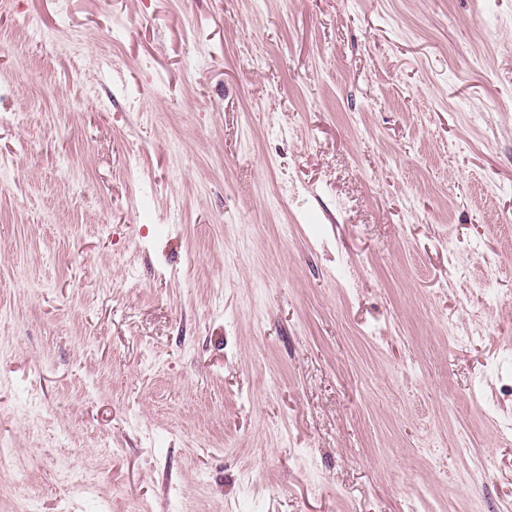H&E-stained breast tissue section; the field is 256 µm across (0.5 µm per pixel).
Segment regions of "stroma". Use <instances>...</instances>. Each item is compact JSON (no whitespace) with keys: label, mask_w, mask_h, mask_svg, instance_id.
<instances>
[{"label":"stroma","mask_w":512,"mask_h":512,"mask_svg":"<svg viewBox=\"0 0 512 512\" xmlns=\"http://www.w3.org/2000/svg\"><path fill=\"white\" fill-rule=\"evenodd\" d=\"M0 512H512V0H0Z\"/></svg>","instance_id":"1"}]
</instances>
